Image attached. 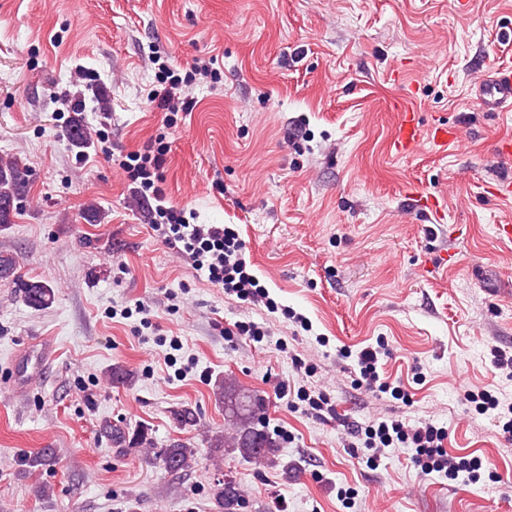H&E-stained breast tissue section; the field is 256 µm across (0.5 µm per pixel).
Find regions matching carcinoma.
<instances>
[{
    "label": "carcinoma",
    "instance_id": "carcinoma-1",
    "mask_svg": "<svg viewBox=\"0 0 512 512\" xmlns=\"http://www.w3.org/2000/svg\"><path fill=\"white\" fill-rule=\"evenodd\" d=\"M69 144L74 148H85L90 141V131L79 118L73 119L65 130ZM28 174L25 165L17 158L0 160V227L13 223L19 203L26 196ZM0 278L9 279L21 300L29 307L42 310L55 299L53 288L43 281L25 277L16 272V261L10 255H0ZM216 395L224 401V420L232 434L210 431L204 442L209 448H228L243 459L274 461L276 441L260 425L262 402L258 395L239 389L235 384L221 380L215 386ZM104 434L112 444L121 448H143L146 455L158 459L163 468L173 474L191 470L197 461L198 449L181 440L165 448H155L154 441L146 429L131 428L124 424L107 423ZM214 499L219 512H235L239 495L234 482L219 480L214 485Z\"/></svg>",
    "mask_w": 512,
    "mask_h": 512
}]
</instances>
